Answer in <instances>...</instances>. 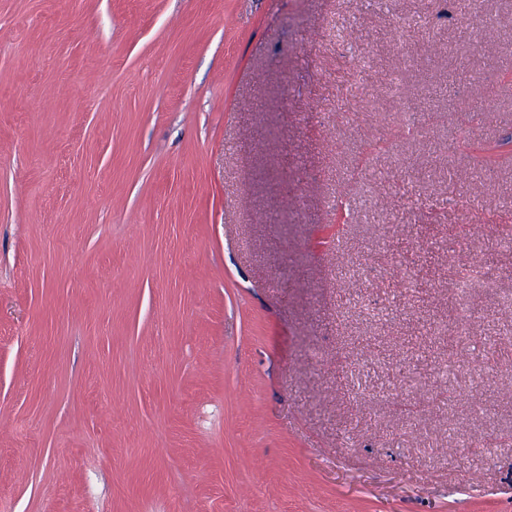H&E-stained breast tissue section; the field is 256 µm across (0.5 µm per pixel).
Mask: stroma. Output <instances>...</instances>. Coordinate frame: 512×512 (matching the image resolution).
<instances>
[{
  "instance_id": "obj_1",
  "label": "stroma",
  "mask_w": 512,
  "mask_h": 512,
  "mask_svg": "<svg viewBox=\"0 0 512 512\" xmlns=\"http://www.w3.org/2000/svg\"><path fill=\"white\" fill-rule=\"evenodd\" d=\"M481 9L0 0V512H512Z\"/></svg>"
}]
</instances>
